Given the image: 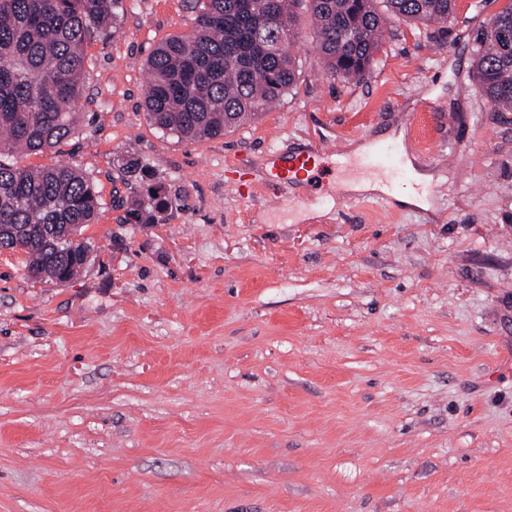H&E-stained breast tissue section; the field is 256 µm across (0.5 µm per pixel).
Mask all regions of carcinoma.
I'll use <instances>...</instances> for the list:
<instances>
[{
    "label": "carcinoma",
    "mask_w": 512,
    "mask_h": 512,
    "mask_svg": "<svg viewBox=\"0 0 512 512\" xmlns=\"http://www.w3.org/2000/svg\"><path fill=\"white\" fill-rule=\"evenodd\" d=\"M456 0H203L193 32L149 54L145 111L156 128L185 141L224 135L297 86L286 51L297 9L314 19L325 71L361 80L391 20L440 24ZM123 0H0V242L21 244L26 270L53 281L76 276L89 250L70 239L95 222L93 183L74 165L32 169L1 158L50 148L75 132L71 105L82 90L85 45L115 28ZM474 78L496 109L512 112V0L481 30ZM129 212L153 224L171 205L161 189Z\"/></svg>",
    "instance_id": "carcinoma-1"
}]
</instances>
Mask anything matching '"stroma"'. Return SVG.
<instances>
[{"mask_svg":"<svg viewBox=\"0 0 512 512\" xmlns=\"http://www.w3.org/2000/svg\"><path fill=\"white\" fill-rule=\"evenodd\" d=\"M504 4L391 23L350 82L300 15L294 92L186 142L148 119L146 59L198 11L125 0L74 135L16 158L73 163L102 208L70 281L0 253V512H512V112L473 71ZM391 136L427 206L343 190ZM304 148L325 181L265 186ZM156 186L171 207L125 223Z\"/></svg>","mask_w":512,"mask_h":512,"instance_id":"obj_1","label":"stroma"}]
</instances>
